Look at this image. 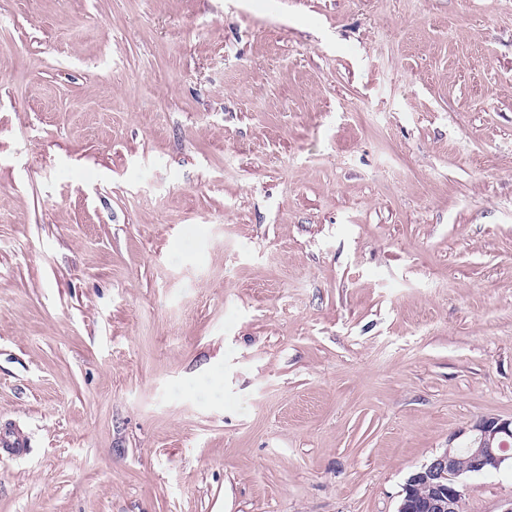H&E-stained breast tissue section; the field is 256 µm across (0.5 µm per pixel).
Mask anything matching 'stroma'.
<instances>
[{
	"instance_id": "stroma-1",
	"label": "stroma",
	"mask_w": 512,
	"mask_h": 512,
	"mask_svg": "<svg viewBox=\"0 0 512 512\" xmlns=\"http://www.w3.org/2000/svg\"><path fill=\"white\" fill-rule=\"evenodd\" d=\"M485 416L512 0H0V512H397ZM27 446L25 437L19 432L13 430H2L0 432V454L19 457L26 454Z\"/></svg>"
}]
</instances>
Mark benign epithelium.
Here are the masks:
<instances>
[{
	"label": "benign epithelium",
	"instance_id": "1",
	"mask_svg": "<svg viewBox=\"0 0 512 512\" xmlns=\"http://www.w3.org/2000/svg\"><path fill=\"white\" fill-rule=\"evenodd\" d=\"M508 438L512 419H481L465 444L467 457H459L458 448L450 446L410 475L397 512H460L462 479L499 470Z\"/></svg>",
	"mask_w": 512,
	"mask_h": 512
}]
</instances>
